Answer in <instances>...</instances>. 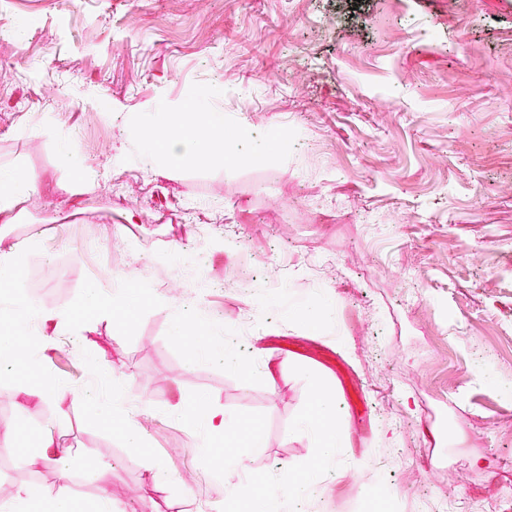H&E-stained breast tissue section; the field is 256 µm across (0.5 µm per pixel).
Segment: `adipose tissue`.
<instances>
[{
  "instance_id": "adipose-tissue-1",
  "label": "adipose tissue",
  "mask_w": 512,
  "mask_h": 512,
  "mask_svg": "<svg viewBox=\"0 0 512 512\" xmlns=\"http://www.w3.org/2000/svg\"><path fill=\"white\" fill-rule=\"evenodd\" d=\"M223 128L224 115L220 112H206L199 120L192 121L164 111L139 124L138 133L147 155L160 154L173 162L192 160L213 164L225 159L223 146L215 142L216 134ZM11 310L10 322L15 328L37 320L43 328L41 340L47 344L54 343L59 330L73 322L72 315L46 308L36 296L28 294L15 296ZM343 418L337 396L324 385L314 384L312 409L298 419L295 432L313 442L319 464L304 471L299 478L293 477L291 472H283L279 491L256 499L255 512H277L281 496H303L311 484L324 477L327 468L339 464V449L349 445L348 439L335 430L337 421ZM65 430V424L61 423L56 429L45 431L40 441L43 459L55 468L61 482H68L74 472H82L100 491L102 503L111 505V462L101 459L88 462L74 455L61 444Z\"/></svg>"
}]
</instances>
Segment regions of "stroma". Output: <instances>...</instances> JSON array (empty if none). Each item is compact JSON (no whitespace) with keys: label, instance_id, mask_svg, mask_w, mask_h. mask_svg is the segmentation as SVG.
I'll list each match as a JSON object with an SVG mask.
<instances>
[{"label":"stroma","instance_id":"1","mask_svg":"<svg viewBox=\"0 0 512 512\" xmlns=\"http://www.w3.org/2000/svg\"><path fill=\"white\" fill-rule=\"evenodd\" d=\"M0 27V170L39 178L0 251L22 254L13 291L76 316L0 367V500L102 512L36 451L63 419L66 446L112 461L116 512H250L199 401L254 424L240 477L272 492L314 461L294 429L314 379L337 388L309 355L339 336L371 415L346 414L353 455L304 512H512V0H0ZM160 101L223 113L233 161L145 159L134 126ZM324 294L308 336L283 307ZM200 313L242 370L186 355L175 323ZM102 360L133 383L106 423L76 399L111 398Z\"/></svg>","mask_w":512,"mask_h":512}]
</instances>
